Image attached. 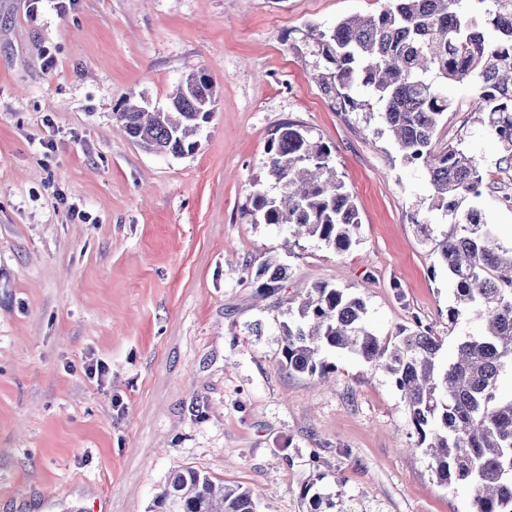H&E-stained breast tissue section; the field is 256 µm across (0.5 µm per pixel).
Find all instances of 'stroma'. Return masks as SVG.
<instances>
[{"instance_id": "35a3bbf8", "label": "stroma", "mask_w": 512, "mask_h": 512, "mask_svg": "<svg viewBox=\"0 0 512 512\" xmlns=\"http://www.w3.org/2000/svg\"><path fill=\"white\" fill-rule=\"evenodd\" d=\"M381 0H0V512H150L192 467L254 491L259 512H467L438 483L387 373L339 351L329 380L288 372L280 322L307 288L363 299L381 340L414 319L450 353L476 334L449 322L436 249L448 218L376 110L342 111L315 77L323 31ZM202 70L216 112L190 156L143 151L116 118L163 108ZM436 149L462 143L484 172L478 206L503 244L512 164L448 85ZM292 121L331 150L359 210L340 253L290 247L253 223L272 131ZM275 256L287 277L263 298Z\"/></svg>"}]
</instances>
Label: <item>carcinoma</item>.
Instances as JSON below:
<instances>
[{
	"instance_id": "1",
	"label": "carcinoma",
	"mask_w": 512,
	"mask_h": 512,
	"mask_svg": "<svg viewBox=\"0 0 512 512\" xmlns=\"http://www.w3.org/2000/svg\"><path fill=\"white\" fill-rule=\"evenodd\" d=\"M320 51L326 68L316 80L324 94L355 111L365 106L359 91H368L403 158L429 173L434 203L451 218L438 243L453 286L448 318L472 314L483 328L459 338L443 363V340L431 328L418 322L383 341L366 328L361 298L318 282L281 325L284 364L325 377L336 366L324 353L345 350L389 373L438 482L468 487V512H512V393L500 388L501 377L512 373V246L499 241L477 208L458 214L459 199L482 193L479 161L457 146L433 147L451 106L444 86L476 78V110L512 159V0H384L377 13L344 18L322 33ZM217 102L212 78L191 72L166 107L149 110L128 102L117 119L144 151L182 157L197 149L196 136ZM329 155V147L302 126H278L264 163L277 193L253 191L254 222L288 227L296 244L305 236L338 252L349 250L357 241L359 212ZM259 274L266 276L261 288L267 293L286 278L285 268L269 261ZM155 507L257 512L249 488L193 468L168 478Z\"/></svg>"
}]
</instances>
